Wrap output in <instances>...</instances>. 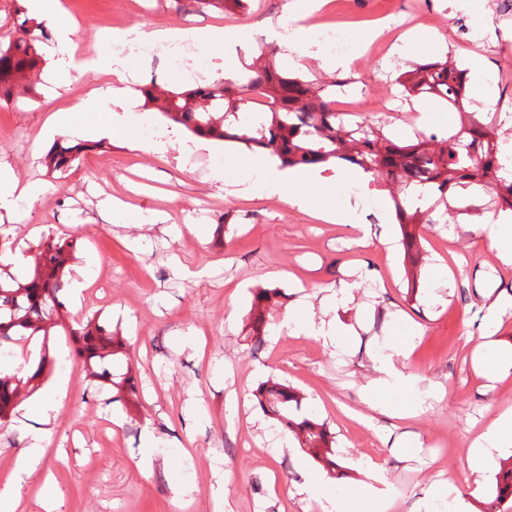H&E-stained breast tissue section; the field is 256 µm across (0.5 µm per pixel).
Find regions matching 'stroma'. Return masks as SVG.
I'll list each match as a JSON object with an SVG mask.
<instances>
[{
  "label": "stroma",
  "instance_id": "obj_1",
  "mask_svg": "<svg viewBox=\"0 0 512 512\" xmlns=\"http://www.w3.org/2000/svg\"><path fill=\"white\" fill-rule=\"evenodd\" d=\"M60 3L77 23L79 50L111 60L114 72L96 79L71 73L56 95L43 72L34 94L0 106V167L55 200L49 209L36 201L17 211L0 209V238L7 242L0 261L27 282L43 237L76 234L80 249L65 272L83 290L63 292L67 315L98 318L117 332L120 347L110 369L118 378L133 373L141 397L115 402L110 392L89 384L73 337L52 329L54 365L42 388L62 381L66 389L50 423L43 467L53 474L57 512H213L219 498L224 512H321L297 488L309 473L322 474V466L256 404L255 390L271 377L298 389L304 406L334 436L338 468L335 477L324 476L323 486L342 497L344 512H371L375 502L383 512H433V492L441 486L432 471L434 443L444 434L454 439L446 466L467 495L468 512H490L496 473L471 471L462 453L512 407V367L491 379L474 358L481 346L512 347V308L495 328L485 327L488 305L498 295H512V264L499 260L486 236L465 230L450 214L415 225L425 260L416 279H408L403 252L384 242L402 237L390 211L400 183L381 182L367 193L363 211L378 221L361 244L349 226L316 223L285 201L232 196V188L259 181L248 167L252 153L241 144L215 141L191 151L177 143L165 155L151 152L171 128L159 119L98 137L97 148L65 173L49 172L44 163L56 143L77 140L48 132L55 111L119 81L133 90L151 82L186 89L199 77H234L266 52L265 30L295 12L297 0H251L243 12L200 0ZM406 3L417 12L432 10L434 54L464 60L470 69L486 67L476 48L440 37L457 0H329V8L344 20L353 49L371 16L395 13ZM117 16L201 34L189 51V68L175 80L164 68L143 72L136 56L100 38ZM421 41L412 34L361 71L329 68L323 49L297 67L324 81L348 79L352 89L377 97H397V78L410 70ZM217 169L223 182L212 179ZM114 196L129 198L137 219L127 222L104 209L103 201ZM153 211L166 212L167 220L140 222ZM103 266L110 275L99 283L93 275ZM347 284L351 301L326 308ZM259 288L281 296L266 313L268 334L257 349L249 334ZM301 301L330 324L334 341L284 327ZM402 320L422 332L410 353L397 357L394 330ZM389 357L418 380L401 399V415L367 405ZM422 397L426 409L414 412ZM40 428L39 421L19 415L0 430V483ZM149 431L158 440L151 451L145 447ZM183 484L192 495L176 499L173 490Z\"/></svg>",
  "mask_w": 512,
  "mask_h": 512
}]
</instances>
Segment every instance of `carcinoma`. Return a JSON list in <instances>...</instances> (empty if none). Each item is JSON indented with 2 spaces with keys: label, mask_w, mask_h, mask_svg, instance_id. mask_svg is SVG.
Listing matches in <instances>:
<instances>
[{
  "label": "carcinoma",
  "mask_w": 512,
  "mask_h": 512,
  "mask_svg": "<svg viewBox=\"0 0 512 512\" xmlns=\"http://www.w3.org/2000/svg\"><path fill=\"white\" fill-rule=\"evenodd\" d=\"M26 18L20 23L24 35L0 46V104L12 102L19 90L33 93L30 76L41 69L44 58L39 52V38L30 33ZM468 69L451 66L446 60H430L407 72L402 83L411 97H421L434 104L456 107L466 92ZM146 103L161 117L185 126L195 135L218 141L243 143L277 157L284 167L326 164L342 160L380 180H395L413 193L427 191V201L415 206L393 197L398 223L411 224L415 216L435 224V214L453 210L460 193L474 184L476 177L489 178L492 189L487 204L491 212H512V170L502 158L503 132L498 115L487 113L480 120L448 135L446 147L436 152L425 139L415 142L397 140L383 133V126L369 121L352 123L336 112V81L322 82L301 73H293L274 63L252 65L235 78L200 84L187 90L157 91L142 88ZM359 145L349 154L343 137ZM93 143L71 146L56 144L45 156L52 171H65L87 152ZM77 237L55 236L40 243L39 263L43 273L27 283L18 282L9 266L0 263V354L27 355L38 348V361L30 371L0 374V427L15 414V395L19 386L34 392L39 380L54 363L50 356L49 330L56 325L74 338L76 356L83 360L86 377L99 388L115 387L133 397L138 395L131 377L112 380L107 364L114 354V338L103 326L86 321H66L60 300L66 287L65 263L76 251ZM277 293L262 289L254 294L251 310V336L263 341L266 321L265 304ZM259 408L274 416L292 432L303 451L322 461L327 468L337 466L332 437L325 424L313 417L292 416V407H300L299 391L274 379L255 391ZM512 500V467L497 479L496 505Z\"/></svg>",
  "instance_id": "1"
}]
</instances>
